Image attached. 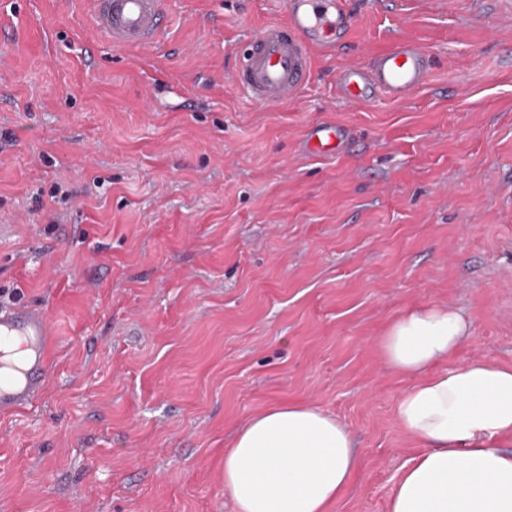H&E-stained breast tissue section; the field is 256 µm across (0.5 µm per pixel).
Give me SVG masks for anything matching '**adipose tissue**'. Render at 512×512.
<instances>
[{
	"instance_id": "ef3b65f1",
	"label": "adipose tissue",
	"mask_w": 512,
	"mask_h": 512,
	"mask_svg": "<svg viewBox=\"0 0 512 512\" xmlns=\"http://www.w3.org/2000/svg\"><path fill=\"white\" fill-rule=\"evenodd\" d=\"M460 311L421 307L392 322L387 364L413 376L396 416L420 446L387 512H512V365L451 359L468 342ZM347 428L305 404L254 416L224 453V489L235 512H328L357 468Z\"/></svg>"
}]
</instances>
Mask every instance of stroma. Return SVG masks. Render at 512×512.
Segmentation results:
<instances>
[{"label": "stroma", "mask_w": 512, "mask_h": 512, "mask_svg": "<svg viewBox=\"0 0 512 512\" xmlns=\"http://www.w3.org/2000/svg\"><path fill=\"white\" fill-rule=\"evenodd\" d=\"M286 2L168 0L141 50L85 0H0V304L58 336L37 407L0 417V512H233L224 450L278 403L351 434L329 512H387L418 445L386 328L460 309L456 362L512 363V0H356L347 50L267 110L231 74ZM394 36L428 83L337 99ZM324 121L333 157L305 149ZM344 133V129L336 123L312 127L307 134V147L318 155L335 154L341 148Z\"/></svg>", "instance_id": "stroma-1"}]
</instances>
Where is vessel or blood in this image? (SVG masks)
Returning <instances> with one entry per match:
<instances>
[{
	"label": "vessel or blood",
	"mask_w": 512,
	"mask_h": 512,
	"mask_svg": "<svg viewBox=\"0 0 512 512\" xmlns=\"http://www.w3.org/2000/svg\"><path fill=\"white\" fill-rule=\"evenodd\" d=\"M95 24L119 47L143 48L158 42L166 22V0H89ZM354 27L347 0H287L284 21L263 27L251 39L232 74L236 84L264 107H275L308 84L313 62L335 54ZM432 70L431 57L414 41L393 39L368 62L342 66L338 97L365 105L385 97L402 101L419 90ZM341 126L326 123L307 134L309 150L337 153ZM56 336L47 310L38 305L0 309V415L32 407L51 372ZM22 349L12 360L14 349Z\"/></svg>",
	"instance_id": "vessel-or-blood-1"
}]
</instances>
